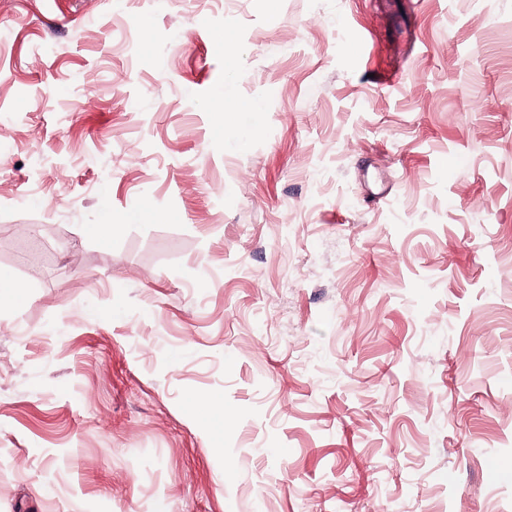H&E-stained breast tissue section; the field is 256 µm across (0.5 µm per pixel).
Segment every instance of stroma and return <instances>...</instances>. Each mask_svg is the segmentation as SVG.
Wrapping results in <instances>:
<instances>
[{"label": "stroma", "mask_w": 512, "mask_h": 512, "mask_svg": "<svg viewBox=\"0 0 512 512\" xmlns=\"http://www.w3.org/2000/svg\"><path fill=\"white\" fill-rule=\"evenodd\" d=\"M0 272V512H512V0H0ZM25 287L10 278L0 276V309L14 307L23 302L26 296Z\"/></svg>", "instance_id": "1"}]
</instances>
